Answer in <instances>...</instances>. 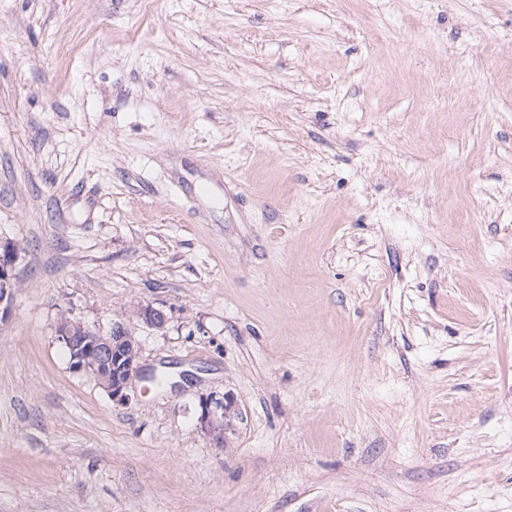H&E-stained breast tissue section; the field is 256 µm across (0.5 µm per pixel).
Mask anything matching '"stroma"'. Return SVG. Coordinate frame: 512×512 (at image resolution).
<instances>
[{
    "mask_svg": "<svg viewBox=\"0 0 512 512\" xmlns=\"http://www.w3.org/2000/svg\"><path fill=\"white\" fill-rule=\"evenodd\" d=\"M0 238V512H512V0H0ZM20 258V249L12 240H0V319L10 313L13 270ZM57 340L69 352L74 371L94 374L112 401L129 400V385L140 373V347L122 323H113L110 332L102 333L78 320L62 319ZM234 401L229 396L216 398V396H202L199 399V422L210 433H214L217 439L221 438V431L229 426L234 414Z\"/></svg>",
    "mask_w": 512,
    "mask_h": 512,
    "instance_id": "obj_1",
    "label": "stroma"
}]
</instances>
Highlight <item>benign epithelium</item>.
<instances>
[{
    "mask_svg": "<svg viewBox=\"0 0 512 512\" xmlns=\"http://www.w3.org/2000/svg\"><path fill=\"white\" fill-rule=\"evenodd\" d=\"M19 258L20 249L14 241L0 240V319L10 313L13 270ZM136 316L155 330H162L167 324L166 314L149 304L140 306ZM57 340L70 354V368L94 374L112 400H129L127 390L139 374L140 347L123 324L114 323L111 331L102 333L66 318L58 324ZM199 408L201 426L219 437L231 422L234 401L228 396H202Z\"/></svg>",
    "mask_w": 512,
    "mask_h": 512,
    "instance_id": "7a95c632",
    "label": "benign epithelium"
}]
</instances>
